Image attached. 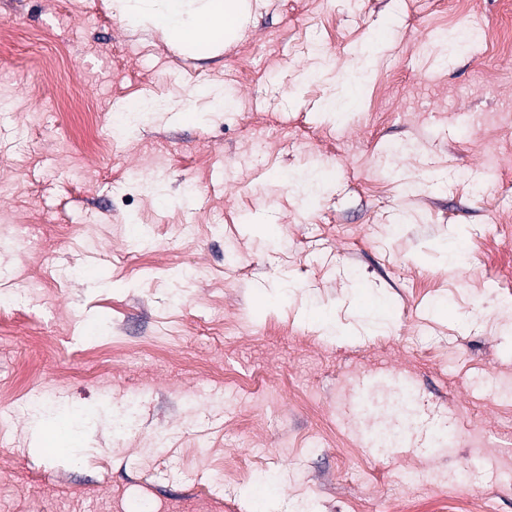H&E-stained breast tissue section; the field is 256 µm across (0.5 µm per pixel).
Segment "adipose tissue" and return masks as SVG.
<instances>
[{"instance_id":"1","label":"adipose tissue","mask_w":512,"mask_h":512,"mask_svg":"<svg viewBox=\"0 0 512 512\" xmlns=\"http://www.w3.org/2000/svg\"><path fill=\"white\" fill-rule=\"evenodd\" d=\"M113 6L186 47L220 44L225 32L240 27L246 8L244 0H161L156 9L147 0H113Z\"/></svg>"}]
</instances>
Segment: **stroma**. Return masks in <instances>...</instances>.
Returning <instances> with one entry per match:
<instances>
[{
  "instance_id": "35a3bbf8",
  "label": "stroma",
  "mask_w": 512,
  "mask_h": 512,
  "mask_svg": "<svg viewBox=\"0 0 512 512\" xmlns=\"http://www.w3.org/2000/svg\"><path fill=\"white\" fill-rule=\"evenodd\" d=\"M112 2L0 0V512L130 483L254 512L269 478L272 512H512L491 473L431 479L512 464V0H246L191 49ZM464 24L487 39L452 48ZM347 76L356 109L326 111ZM147 98L168 111L118 130ZM367 376L358 415L338 381ZM42 391L83 409L74 452L33 443Z\"/></svg>"
}]
</instances>
